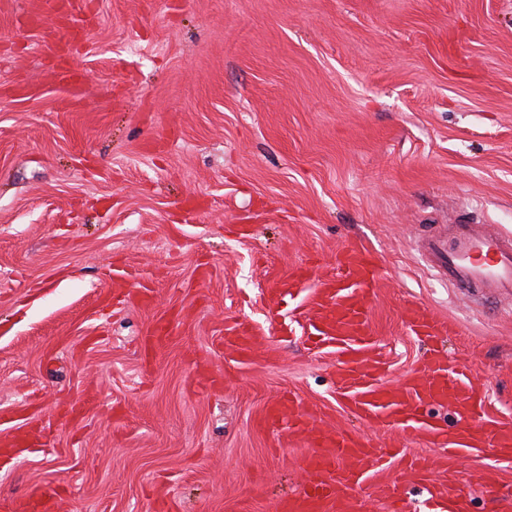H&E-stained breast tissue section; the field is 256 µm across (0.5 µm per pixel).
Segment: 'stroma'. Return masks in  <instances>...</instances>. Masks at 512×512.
Wrapping results in <instances>:
<instances>
[{"label": "stroma", "instance_id": "obj_1", "mask_svg": "<svg viewBox=\"0 0 512 512\" xmlns=\"http://www.w3.org/2000/svg\"><path fill=\"white\" fill-rule=\"evenodd\" d=\"M0 0V506L276 512L307 444L261 425L292 397L375 448L438 450L362 425L336 355L310 349L300 288L375 257L382 382L426 356L403 311L446 319L457 372L512 425V300L450 288L420 239L512 236V0ZM262 341L240 360L226 329ZM469 512H504L512 464L461 457ZM268 285L266 287L267 300L270 303H275L276 300L284 293L291 291L292 288L304 280L298 276L289 277L288 280L280 278L277 274L268 273Z\"/></svg>", "mask_w": 512, "mask_h": 512}]
</instances>
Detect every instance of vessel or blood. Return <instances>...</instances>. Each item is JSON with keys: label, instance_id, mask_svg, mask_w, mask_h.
Masks as SVG:
<instances>
[{"label": "vessel or blood", "instance_id": "b4317fda", "mask_svg": "<svg viewBox=\"0 0 512 512\" xmlns=\"http://www.w3.org/2000/svg\"><path fill=\"white\" fill-rule=\"evenodd\" d=\"M422 254L428 265L454 288H482L512 298V237L485 224H456L451 232L426 238ZM376 286V267L367 249L353 245L337 258L336 276L319 280L301 315L313 330V347L329 345L336 354V386L352 412L362 420L400 428L422 443L439 448L440 456L405 471L406 479L425 486L428 512H468L469 496L457 470L459 454H473L486 445L512 460V428L486 419V392L474 380L454 376L441 350H433L423 364L398 387L381 384L383 362L372 342L368 303ZM410 330L428 341L445 336L448 323L418 304L406 309ZM233 352L251 357L259 346L254 334L237 329L227 338ZM433 403L454 406L458 418L447 430L424 413ZM289 415L294 436H308L312 450L305 458L308 477L301 490L283 500L278 512H361L357 486L374 471L385 470L393 448H374L362 438L342 431H326L311 423L308 412L297 410L283 397L268 411L269 419ZM376 495L389 512H405L397 483L377 484Z\"/></svg>", "mask_w": 512, "mask_h": 512}]
</instances>
